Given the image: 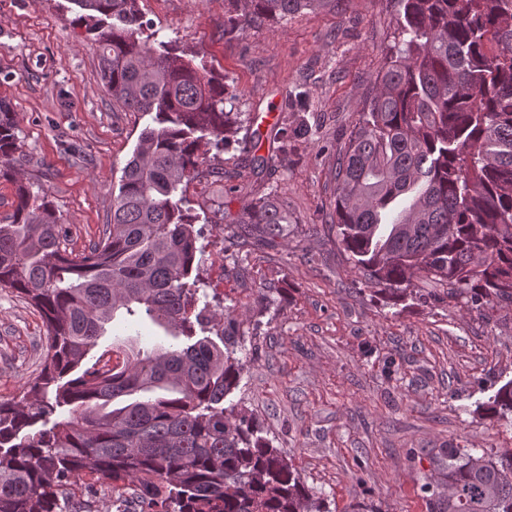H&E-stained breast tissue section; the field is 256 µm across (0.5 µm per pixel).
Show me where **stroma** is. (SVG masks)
Segmentation results:
<instances>
[{"mask_svg":"<svg viewBox=\"0 0 512 512\" xmlns=\"http://www.w3.org/2000/svg\"><path fill=\"white\" fill-rule=\"evenodd\" d=\"M145 22L223 75L243 122L224 149L208 147L224 181L183 187L209 307L231 313L247 365L233 399L252 412L331 512L370 502L382 512H427L419 486L439 449L512 448V421L483 407L512 380V303L475 309L428 301L442 285L417 278L420 298L394 303L365 284L328 225L339 149L371 93L396 26L395 0L329 4L244 32L225 29L224 0H141ZM70 0H0V99L21 141L16 168L44 190L83 250L112 214L122 169L151 118L113 102L99 54ZM308 123L306 138L273 141V126ZM261 131L262 172L247 163ZM273 195L289 226L276 249L233 245L251 199ZM223 237L224 285L215 287L212 243ZM270 305L261 308L260 294ZM46 325L0 288V401L19 398L40 369ZM171 348L147 320L120 316L96 346ZM86 512H142L135 490L67 488Z\"/></svg>","mask_w":512,"mask_h":512,"instance_id":"obj_1","label":"stroma"}]
</instances>
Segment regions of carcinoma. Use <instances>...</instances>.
I'll use <instances>...</instances> for the list:
<instances>
[{"mask_svg":"<svg viewBox=\"0 0 512 512\" xmlns=\"http://www.w3.org/2000/svg\"><path fill=\"white\" fill-rule=\"evenodd\" d=\"M112 100L153 115L126 163L102 236L75 253L44 193L17 178L15 113L0 100V287L47 327L41 368L0 401V512H83L63 502L89 476L135 484L149 512H329L252 417L226 404L245 361L236 319L199 308L197 215L179 186L214 171L238 113L224 79L175 40L145 33L139 0H73ZM241 28L323 0H225ZM398 25L341 149L331 228L365 282L403 299L418 277L478 308L512 302V0H397ZM288 217L265 195L243 237L274 247ZM181 343L131 344L89 364L117 315ZM490 415H512V381ZM428 512H512V448H442L420 485Z\"/></svg>","mask_w":512,"mask_h":512,"instance_id":"1","label":"carcinoma"}]
</instances>
